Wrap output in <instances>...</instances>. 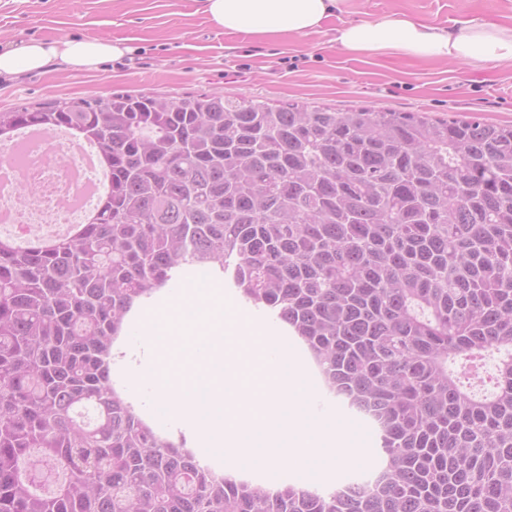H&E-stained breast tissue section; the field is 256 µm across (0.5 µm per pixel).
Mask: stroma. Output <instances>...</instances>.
Returning a JSON list of instances; mask_svg holds the SVG:
<instances>
[{"label":"stroma","mask_w":512,"mask_h":512,"mask_svg":"<svg viewBox=\"0 0 512 512\" xmlns=\"http://www.w3.org/2000/svg\"><path fill=\"white\" fill-rule=\"evenodd\" d=\"M394 13L445 28L482 15L512 25V0H344L319 31L277 39L226 35L207 21L198 0H0V52L26 39L83 37L122 39L130 48L128 56L92 72L50 65L0 76V109L125 92L174 98L207 91L255 96L273 105L368 106L512 122V69L386 54L354 60L336 46L335 30L343 23ZM145 307L160 326L157 379L199 374L168 330L177 309L160 294Z\"/></svg>","instance_id":"35a3bbf8"}]
</instances>
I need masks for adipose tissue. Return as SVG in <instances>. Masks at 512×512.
Here are the masks:
<instances>
[{
	"mask_svg": "<svg viewBox=\"0 0 512 512\" xmlns=\"http://www.w3.org/2000/svg\"><path fill=\"white\" fill-rule=\"evenodd\" d=\"M340 0H200L209 23L225 34L265 38L307 35L333 16ZM335 42L353 57L384 53L480 66L512 64V26L476 17L451 28L404 13L369 15L337 27ZM130 48L121 39H30L0 53V75L39 71L48 65L84 71L120 58Z\"/></svg>",
	"mask_w": 512,
	"mask_h": 512,
	"instance_id": "adipose-tissue-1",
	"label": "adipose tissue"
}]
</instances>
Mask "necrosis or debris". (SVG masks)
<instances>
[{"mask_svg":"<svg viewBox=\"0 0 512 512\" xmlns=\"http://www.w3.org/2000/svg\"><path fill=\"white\" fill-rule=\"evenodd\" d=\"M79 151L58 134H41L0 145V224L49 230L79 213L81 187L71 170Z\"/></svg>","mask_w":512,"mask_h":512,"instance_id":"necrosis-or-debris-1","label":"necrosis or debris"}]
</instances>
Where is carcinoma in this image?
<instances>
[{
	"label": "carcinoma",
	"mask_w": 512,
	"mask_h": 512,
	"mask_svg": "<svg viewBox=\"0 0 512 512\" xmlns=\"http://www.w3.org/2000/svg\"><path fill=\"white\" fill-rule=\"evenodd\" d=\"M110 179L90 223L0 238V512H512V124L205 93L0 111ZM231 272L363 405L383 465L319 493L212 473L112 384L128 313Z\"/></svg>",
	"instance_id": "obj_1"
}]
</instances>
